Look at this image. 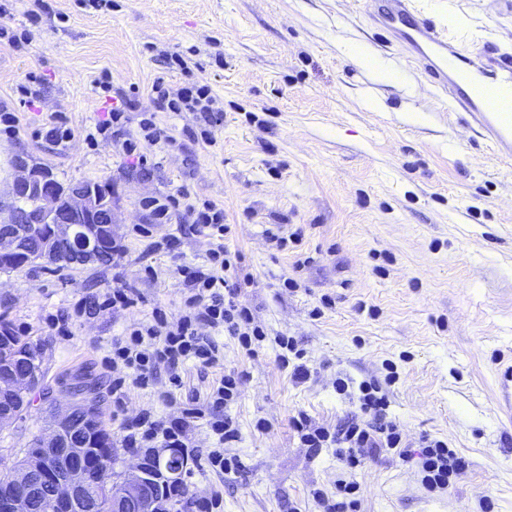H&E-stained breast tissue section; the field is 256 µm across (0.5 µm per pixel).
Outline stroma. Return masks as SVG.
<instances>
[{
    "label": "stroma",
    "instance_id": "stroma-1",
    "mask_svg": "<svg viewBox=\"0 0 512 512\" xmlns=\"http://www.w3.org/2000/svg\"><path fill=\"white\" fill-rule=\"evenodd\" d=\"M26 44H0V108L19 115V138L0 135V209L11 205L19 164L46 168L63 184L110 182L121 243L118 265L86 264L49 273L0 274V315L45 347L48 393H36L25 418L0 427V471L23 456L42 429L47 395L68 394L73 377L95 385L113 440L141 409L172 414L156 386L129 387L112 404V372L103 359L112 340L154 308L177 312L179 260L202 261L205 246L184 219L185 203L216 204L229 226L225 244L240 251L257 287L243 299L270 335L255 354L223 336L224 370L243 376L226 412L239 438L241 465L219 474L206 449L188 448L187 498L218 490L216 512H317L313 489L335 494L344 466L335 448L310 454L294 435L298 412L336 427L359 417L360 384H377L404 439L448 443L469 462L445 493L428 492L415 461L388 452L370 457L350 478L359 512H512V419L497 403L498 377L512 366V163L496 159L463 114H449L429 77L394 50L380 48L362 0H112L87 11L76 0H47L31 23L30 0H0ZM436 24L465 26L475 37L512 43V9L503 0H418ZM366 45L402 78L389 84L357 66L344 45ZM182 56L187 69L169 64ZM112 76V95L92 87ZM36 82L40 99L23 106L20 85ZM209 85L224 105L217 141L188 138L190 112H156L151 87ZM155 112L171 141L142 144L128 156L120 143L90 146L85 128L119 99ZM378 98L385 110L369 107ZM65 115L73 139L45 136L49 113ZM184 196L156 222L148 198ZM299 232L277 249L271 235ZM176 238L177 257L146 256L149 241ZM157 277H150L146 266ZM297 280L283 289V277ZM117 287L141 300L117 313L73 316L67 333L49 316ZM295 340L311 371L298 383L281 367L276 336ZM348 384L336 388L337 380ZM270 428L258 432L257 420Z\"/></svg>",
    "mask_w": 512,
    "mask_h": 512
}]
</instances>
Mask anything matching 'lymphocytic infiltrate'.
<instances>
[{
    "label": "lymphocytic infiltrate",
    "instance_id": "lymphocytic-infiltrate-1",
    "mask_svg": "<svg viewBox=\"0 0 512 512\" xmlns=\"http://www.w3.org/2000/svg\"><path fill=\"white\" fill-rule=\"evenodd\" d=\"M153 90L160 109L198 114L200 126L188 130L189 138L214 143V130L223 119L224 109L208 85L193 83L172 91L157 84ZM185 213L190 230L207 243L204 259L178 266L183 298L177 312L153 310L151 321L130 325L123 336L113 340L108 363L112 368L115 406L123 405L128 386L154 385L160 367L172 372L170 387L161 394L162 400L169 404L174 401L175 389L182 384L177 372L180 364L193 361L204 373L218 367L224 354L219 343L206 336V329L228 333L249 354L268 337L266 326L239 300L243 288L252 285L253 279L245 272L240 253L230 251L224 243L229 227L224 222L223 209L211 204L200 208L189 205ZM240 384L239 374H222L213 380L202 403L183 408L171 418L141 410L123 427V447L196 448L207 440L211 443L206 455L209 467L222 473L233 471L238 468L239 460L225 455L224 448L236 441L238 429L226 408L238 398ZM359 390L364 418L340 430H330L304 413L292 418L291 426L301 447L315 453L336 444L350 470L358 467L364 458L388 450L404 451L407 443L398 425L387 418L386 396L372 384L360 385ZM202 420L209 427L203 437L198 434V423ZM417 458L421 482L431 492L447 490L452 476L467 466L465 458L441 440L422 439Z\"/></svg>",
    "mask_w": 512,
    "mask_h": 512
}]
</instances>
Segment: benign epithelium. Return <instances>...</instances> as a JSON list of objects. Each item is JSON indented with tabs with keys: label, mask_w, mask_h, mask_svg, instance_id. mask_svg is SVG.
I'll use <instances>...</instances> for the list:
<instances>
[{
	"label": "benign epithelium",
	"mask_w": 512,
	"mask_h": 512,
	"mask_svg": "<svg viewBox=\"0 0 512 512\" xmlns=\"http://www.w3.org/2000/svg\"><path fill=\"white\" fill-rule=\"evenodd\" d=\"M14 199L35 196L40 204L37 223L46 225V248L41 257L54 256L55 248L71 243L90 252L118 239L112 205V189L73 185L61 189L48 182L36 168L20 165L12 185ZM7 223L16 233L0 238V258L17 262L28 257L27 237L32 234L30 218L11 209ZM42 347L21 353L0 343V427L19 420L29 405L30 395L40 386L37 370ZM103 429L100 410L87 400H76L61 409L52 403L46 411L44 429L31 440L24 456L0 483V512H33V490L37 483L50 489L47 512H169L162 502L167 487L178 481L183 464L152 465L141 457L125 471L103 479L96 469V456L88 452L84 435L94 439Z\"/></svg>",
	"instance_id": "1"
}]
</instances>
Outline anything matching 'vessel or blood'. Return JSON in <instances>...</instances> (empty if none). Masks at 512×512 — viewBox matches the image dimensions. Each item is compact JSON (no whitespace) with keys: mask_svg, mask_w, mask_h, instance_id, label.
Segmentation results:
<instances>
[{"mask_svg":"<svg viewBox=\"0 0 512 512\" xmlns=\"http://www.w3.org/2000/svg\"><path fill=\"white\" fill-rule=\"evenodd\" d=\"M365 13L385 43L424 69L450 111L462 112L498 159L512 160V46L451 32L425 18L415 0H366Z\"/></svg>","mask_w":512,"mask_h":512,"instance_id":"vessel-or-blood-1","label":"vessel or blood"}]
</instances>
